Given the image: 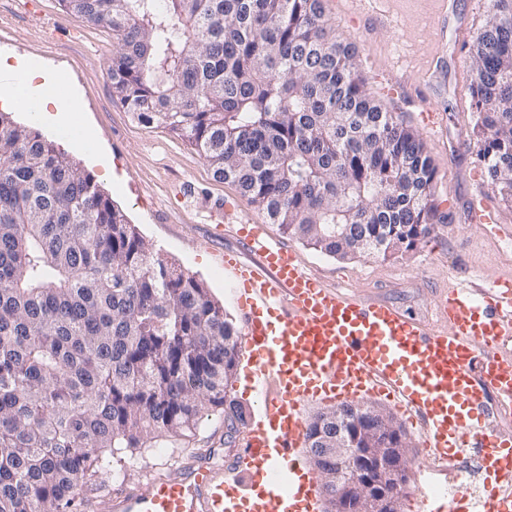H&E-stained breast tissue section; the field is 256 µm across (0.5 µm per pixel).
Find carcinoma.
<instances>
[{"instance_id":"obj_1","label":"carcinoma","mask_w":512,"mask_h":512,"mask_svg":"<svg viewBox=\"0 0 512 512\" xmlns=\"http://www.w3.org/2000/svg\"><path fill=\"white\" fill-rule=\"evenodd\" d=\"M112 30L116 100L187 141L330 256L429 235L435 166L383 110L323 0H60ZM477 156L512 200V0L470 46ZM237 331L90 173L0 112V512H78L112 449L189 438L227 400Z\"/></svg>"}]
</instances>
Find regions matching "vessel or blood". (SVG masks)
Returning <instances> with one entry per match:
<instances>
[{
    "mask_svg": "<svg viewBox=\"0 0 512 512\" xmlns=\"http://www.w3.org/2000/svg\"><path fill=\"white\" fill-rule=\"evenodd\" d=\"M241 251L224 255L239 284L246 375L260 419L244 426L225 465L188 451L142 486L88 496L90 512H305L314 475L296 454L306 398L385 397L417 418L441 474L460 448L478 449L498 484L482 512H512V436L488 427L512 416V279L476 288L460 281L441 303L443 327L381 302L352 298L306 271L257 221L236 215Z\"/></svg>",
    "mask_w": 512,
    "mask_h": 512,
    "instance_id": "b4317fda",
    "label": "vessel or blood"
}]
</instances>
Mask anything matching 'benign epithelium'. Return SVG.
<instances>
[{
    "mask_svg": "<svg viewBox=\"0 0 512 512\" xmlns=\"http://www.w3.org/2000/svg\"><path fill=\"white\" fill-rule=\"evenodd\" d=\"M305 448L328 512H401L410 442L368 402L326 407L305 426Z\"/></svg>",
    "mask_w": 512,
    "mask_h": 512,
    "instance_id": "benign-epithelium-1",
    "label": "benign epithelium"
}]
</instances>
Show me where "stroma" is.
Listing matches in <instances>:
<instances>
[{
	"mask_svg": "<svg viewBox=\"0 0 512 512\" xmlns=\"http://www.w3.org/2000/svg\"><path fill=\"white\" fill-rule=\"evenodd\" d=\"M327 17L354 42L372 95L423 141L436 176L438 219L415 249L386 258L341 259L326 255L266 224L269 236L292 249L307 270L341 293L383 301L424 321L441 324L439 303L461 279L488 286L512 275V202L489 194L495 224L481 229L470 219L472 194L485 185L477 156L478 114L471 96L469 48L490 16V0H375L360 7L330 0ZM112 32L66 12L59 0H0V55L19 57L58 74L81 105L74 133L97 139L111 154L119 181L102 168L88 171L112 203L135 224L162 258L204 282L227 318L241 324L238 286L224 271V254L239 250L225 207L249 210L237 186L219 181L197 150L163 127L138 122L112 96L108 66ZM440 122L433 135L427 113ZM409 482L401 512H418L422 498L437 502L439 482L411 424ZM225 432L224 417H204L185 440H151L127 448L104 484L137 483L146 466L160 467L189 449L209 448Z\"/></svg>",
	"mask_w": 512,
	"mask_h": 512,
	"instance_id": "stroma-1",
	"label": "stroma"
}]
</instances>
